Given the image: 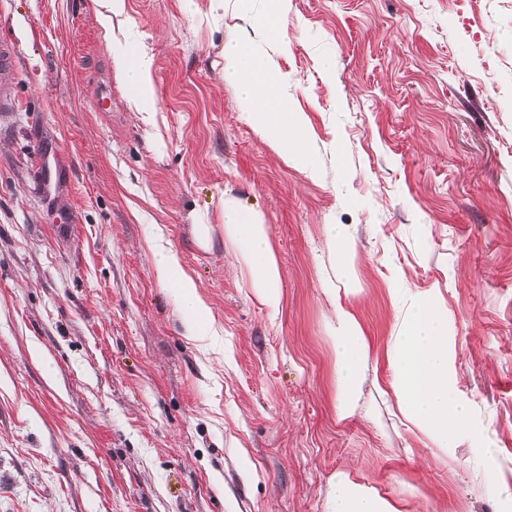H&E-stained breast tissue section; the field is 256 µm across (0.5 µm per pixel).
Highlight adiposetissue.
Returning <instances> with one entry per match:
<instances>
[{
	"mask_svg": "<svg viewBox=\"0 0 512 512\" xmlns=\"http://www.w3.org/2000/svg\"><path fill=\"white\" fill-rule=\"evenodd\" d=\"M224 78L240 88L248 122L269 144L287 161L308 165L307 119L304 113L289 109L286 78L276 65L257 55L247 42L230 41L224 45ZM323 231L329 259L340 272L339 277L324 279L322 292L333 311L328 330L335 353L336 412L345 419L357 410L371 350L350 307L355 254L349 235L339 224L324 225ZM224 236L250 288L271 315H279L281 271L262 213L225 198ZM153 256L161 282L178 298L187 335H198L209 320V310L196 281L183 270L172 248L156 245ZM390 295L400 321L385 350L388 373L378 393L394 402L407 431L441 453H452L469 428L470 406L456 395L458 376L448 348V312L430 292L394 288ZM325 512L400 510L388 497L340 471L330 479Z\"/></svg>",
	"mask_w": 512,
	"mask_h": 512,
	"instance_id": "1",
	"label": "adipose tissue"
}]
</instances>
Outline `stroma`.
Masks as SVG:
<instances>
[{"label":"stroma","instance_id":"1","mask_svg":"<svg viewBox=\"0 0 512 512\" xmlns=\"http://www.w3.org/2000/svg\"><path fill=\"white\" fill-rule=\"evenodd\" d=\"M286 37L260 36L236 0H123L108 32L91 0H0L16 50L0 70V512H325L339 470L401 512L512 497V0H291ZM239 38L287 77L309 167L246 121L224 78ZM117 45L152 59L142 100ZM53 143L70 179L45 192L35 156ZM228 196L270 226L278 317L224 243ZM327 224L350 232L379 376L390 289L436 290L447 309L472 408L453 454L370 387L338 420ZM159 230L214 335H185Z\"/></svg>","mask_w":512,"mask_h":512}]
</instances>
